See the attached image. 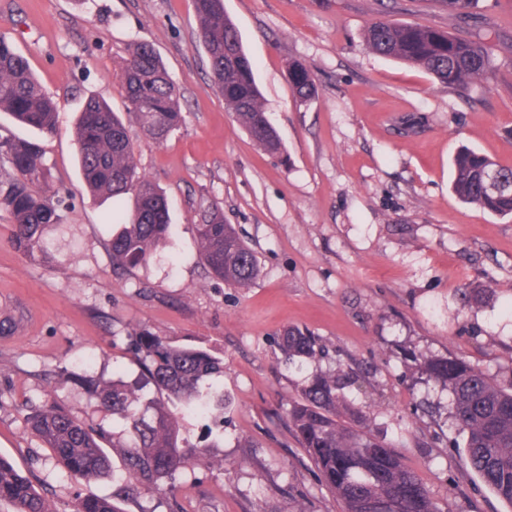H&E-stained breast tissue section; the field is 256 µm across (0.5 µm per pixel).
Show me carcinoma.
Wrapping results in <instances>:
<instances>
[{"label":"carcinoma","mask_w":512,"mask_h":512,"mask_svg":"<svg viewBox=\"0 0 512 512\" xmlns=\"http://www.w3.org/2000/svg\"><path fill=\"white\" fill-rule=\"evenodd\" d=\"M459 20L473 14L479 0H441ZM199 39L208 55L210 76L224 106L265 151L277 154L282 144L269 121L255 82L254 62L224 0H193ZM367 46L377 54L424 69L450 88L482 81L490 70L488 56L475 39L455 36L428 24H371ZM126 111L146 136L160 142L184 120L180 93L153 46L138 43L118 64ZM288 81L297 100L318 94L307 66L294 61ZM0 112L42 133L57 128L55 103L30 70L27 59L0 37ZM78 164L84 186L112 200L108 222L117 226L109 248L112 264L131 271L147 264L156 251L172 244L168 199L139 171L135 147L123 120L103 100L90 97L75 128ZM0 160L8 164L0 179V208L13 218L11 244L33 256L43 252L48 229L62 223L55 196L37 192L49 185L50 172L39 145L11 134L0 136ZM497 172L507 186L489 190L486 175ZM455 194L498 215L512 214V167L502 166L471 149L453 160ZM134 197L130 214L122 201ZM200 259L211 277L234 288H247L259 274L252 250L224 222L218 207L198 213L193 225ZM134 350L143 372L131 382L120 378L90 382L98 406L123 422L125 438L112 442L121 451L124 470L119 492L81 501L77 512H123L114 500L140 489L173 493L175 474L204 461L208 449L191 445L183 434L185 416L202 407V415L224 418L230 398L212 383L224 373L221 358L201 347L173 345L144 330H133ZM286 361L315 360L325 355L319 340L296 329L280 344ZM420 368L452 395L449 410L466 435V453L483 482L512 507V392L499 388L470 363L456 358L424 359ZM336 373H320L300 401L290 406L286 425L317 468L324 485L344 504V512H442L415 472L393 449L366 431L368 410L339 394ZM30 433L49 449L66 473L81 480L114 476L103 444L105 431L85 425L63 407L47 403L27 420ZM0 502L13 512H55L49 500L0 457Z\"/></svg>","instance_id":"cac0c4a2"}]
</instances>
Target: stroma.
Wrapping results in <instances>:
<instances>
[{"label": "stroma", "mask_w": 512, "mask_h": 512, "mask_svg": "<svg viewBox=\"0 0 512 512\" xmlns=\"http://www.w3.org/2000/svg\"><path fill=\"white\" fill-rule=\"evenodd\" d=\"M256 63L265 110L283 145L260 149L210 80L192 0H0L10 41L58 108L46 136L0 112V134L37 142L63 200V222L30 258L9 243L0 209V456L53 504L112 493L70 478L27 427L48 402L121 435L91 379L133 380L132 330L224 360V438L175 476L173 494L141 493L123 512H343L285 424L317 372L347 377L341 395L370 404L369 429L394 447L443 512H512L470 467L448 413L451 395L418 358H459L512 389V215L460 201L462 148L512 166V0H479L478 18L440 0H224ZM375 21L428 24L478 40L487 79L451 89L419 67L372 52ZM151 44L180 91L184 123L163 142L129 122L138 167L162 188L171 247L147 266L113 270L111 202L81 185L72 132L89 96L124 109L117 64ZM299 60L318 96L288 83ZM217 204L255 252L247 288L209 278L192 225ZM296 327L325 357L285 362Z\"/></svg>", "instance_id": "obj_1"}]
</instances>
